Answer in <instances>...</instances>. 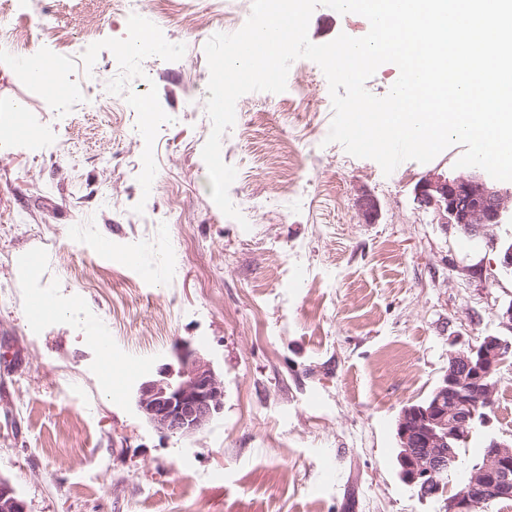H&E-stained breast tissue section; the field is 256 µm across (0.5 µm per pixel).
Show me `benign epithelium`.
<instances>
[{
  "label": "benign epithelium",
  "instance_id": "7a95c632",
  "mask_svg": "<svg viewBox=\"0 0 512 512\" xmlns=\"http://www.w3.org/2000/svg\"><path fill=\"white\" fill-rule=\"evenodd\" d=\"M420 206L433 210L447 230L466 231L497 250L501 266L512 273V244H500L496 227L512 211V190L490 181L478 167L468 174L450 176L434 171L415 189ZM361 216L372 222L377 201L369 194L357 198ZM512 353L505 336H488L451 356L448 374L436 390L432 404L401 420L404 452L400 477L414 489L442 485V477L458 461L455 445L465 443L476 414L463 395L479 391L493 402L495 385L490 377ZM178 367L163 368L155 378L139 384L135 403L145 420L169 436L191 437L204 429L224 408V382L213 363L188 344L180 346ZM490 503L512 498V446L493 441L482 463L474 466L464 489L445 499V512H474V492ZM0 512H28L14 486L0 477Z\"/></svg>",
  "mask_w": 512,
  "mask_h": 512
}]
</instances>
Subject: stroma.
Masks as SVG:
<instances>
[{
	"label": "stroma",
	"mask_w": 512,
	"mask_h": 512,
	"mask_svg": "<svg viewBox=\"0 0 512 512\" xmlns=\"http://www.w3.org/2000/svg\"><path fill=\"white\" fill-rule=\"evenodd\" d=\"M135 3L71 63L66 107L0 49V476L28 512H444L402 482L397 420L452 353L502 334L512 303L496 252L416 200L427 174H455L463 146L384 175L327 142L326 77L299 59L305 96L245 94L222 137L235 221L202 158L210 35L186 34L166 0ZM136 20L156 50L128 49ZM369 29L320 5L308 36ZM141 100L159 125L141 128ZM290 177L299 194L273 205ZM362 193L376 222L357 209ZM133 242L137 265L119 263ZM38 291L75 315L32 320ZM185 342L223 379L224 410L178 438L142 417L135 389ZM495 381L449 492L489 439L512 443V358Z\"/></svg>",
	"instance_id": "1"
}]
</instances>
